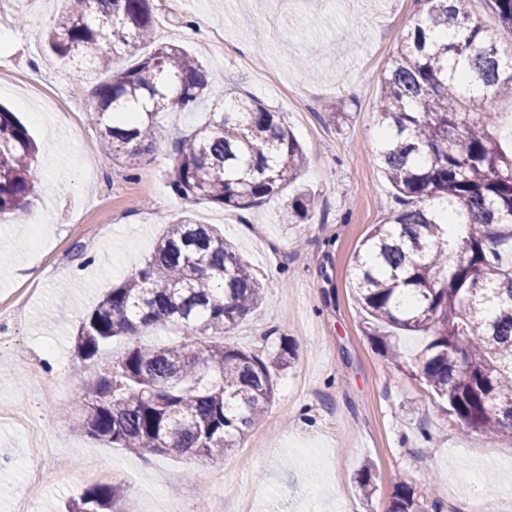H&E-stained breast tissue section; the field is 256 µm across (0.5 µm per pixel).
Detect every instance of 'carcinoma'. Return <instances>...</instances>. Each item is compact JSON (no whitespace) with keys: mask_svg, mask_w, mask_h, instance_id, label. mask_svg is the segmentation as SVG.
<instances>
[{"mask_svg":"<svg viewBox=\"0 0 512 512\" xmlns=\"http://www.w3.org/2000/svg\"><path fill=\"white\" fill-rule=\"evenodd\" d=\"M512 31V0H485ZM148 0H76L57 26L38 34L57 59L93 54L92 118L104 159L133 164L155 141L156 118L192 109L209 87L202 62L175 44L156 46L112 73V55L153 41ZM455 27L453 43L429 39ZM512 101V52H502L470 17L463 0H423L381 78L376 101L379 160L401 208L373 225L354 257L355 300L379 323L418 332L426 344L408 355L389 334L376 342L398 367L416 368L427 388L466 427L512 433V270L499 247L512 243V148L491 132L485 105ZM36 141L0 105V219L18 224L36 197ZM305 156L277 112L252 98L182 137L168 174L188 202L245 209L295 182ZM300 193L288 221L308 216ZM467 219L452 224L444 213ZM166 228L142 267L113 286L83 318L75 355L96 361L121 336L170 322L182 336L164 347L134 345L102 365L66 408L85 435L140 456H224L249 435L275 393L278 372L295 358L283 338L262 358L224 335L262 301L252 265L224 235L184 211ZM416 294L402 306V288ZM124 488L94 484L69 512H122ZM408 485L396 486L389 512H417Z\"/></svg>","mask_w":512,"mask_h":512,"instance_id":"obj_1","label":"carcinoma"}]
</instances>
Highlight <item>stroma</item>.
Segmentation results:
<instances>
[{"label":"stroma","instance_id":"obj_1","mask_svg":"<svg viewBox=\"0 0 512 512\" xmlns=\"http://www.w3.org/2000/svg\"><path fill=\"white\" fill-rule=\"evenodd\" d=\"M156 44L175 43L210 73L188 112L157 119L156 147L135 165L106 162L90 117V58L64 65L37 32L51 30L61 0H0V104L38 145L39 198L26 223L0 221V512H16L30 439L14 415L37 420L59 467L45 476L37 512H66L100 482L125 488L123 512H387L406 482L424 512H512V435L491 439L449 416L417 373L375 345V326L351 289L354 256L395 207L374 158L381 76L417 12L415 0H150ZM361 37L350 41L351 29ZM254 97L278 112L302 146L296 187L311 195L292 224L296 187L249 209L185 204L167 187L177 138L209 120L225 98ZM189 210L259 271L262 303L224 337L262 355L292 338L296 357L243 446L218 461L139 456L80 433L61 408L94 367L79 368L80 323L112 285L153 251L161 218ZM375 471L371 496L356 477ZM481 480L486 494L470 491Z\"/></svg>","mask_w":512,"mask_h":512}]
</instances>
